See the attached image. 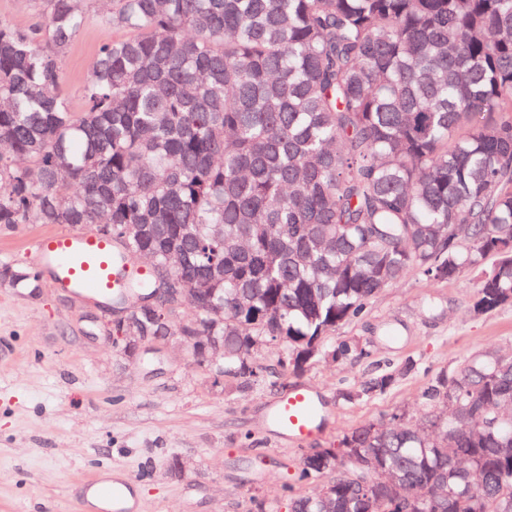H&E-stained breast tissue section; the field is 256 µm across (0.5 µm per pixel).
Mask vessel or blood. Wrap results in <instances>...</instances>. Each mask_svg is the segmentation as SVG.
Returning a JSON list of instances; mask_svg holds the SVG:
<instances>
[{
    "mask_svg": "<svg viewBox=\"0 0 512 512\" xmlns=\"http://www.w3.org/2000/svg\"><path fill=\"white\" fill-rule=\"evenodd\" d=\"M34 264L52 284L78 297L121 287L128 275L111 240L94 233L81 236L46 230L32 244ZM324 420L323 405L308 387H295L274 401L269 425L283 439L300 442L314 436ZM81 512H143L135 483L108 469H98L79 483Z\"/></svg>",
    "mask_w": 512,
    "mask_h": 512,
    "instance_id": "b4317fda",
    "label": "vessel or blood"
}]
</instances>
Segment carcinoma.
<instances>
[{
  "mask_svg": "<svg viewBox=\"0 0 512 512\" xmlns=\"http://www.w3.org/2000/svg\"><path fill=\"white\" fill-rule=\"evenodd\" d=\"M85 0L0 18V228L109 224L133 307L172 273L192 313L169 336H215L224 374L256 378L254 344L299 368L381 287L480 272L473 309L512 302V0H111L83 107L62 62ZM496 263L485 269L488 258ZM41 272L0 265L36 294ZM413 368L365 380L384 393ZM429 432L366 423L336 459L372 452L394 486L330 481L331 512H512V355L425 390ZM301 477H326L303 453ZM288 512H323L319 491Z\"/></svg>",
  "mask_w": 512,
  "mask_h": 512,
  "instance_id": "obj_1",
  "label": "carcinoma"
}]
</instances>
